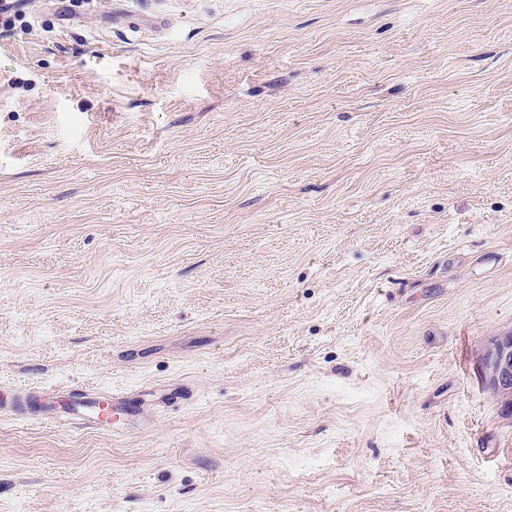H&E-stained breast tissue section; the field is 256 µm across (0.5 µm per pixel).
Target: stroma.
Listing matches in <instances>:
<instances>
[{
	"mask_svg": "<svg viewBox=\"0 0 512 512\" xmlns=\"http://www.w3.org/2000/svg\"><path fill=\"white\" fill-rule=\"evenodd\" d=\"M512 0H25L0 28V512H512ZM484 369L496 394L512 396V336L500 341L485 357ZM69 403V410H63L66 418H63L54 405L49 403L43 404L44 417L42 423L50 425H59L69 421L71 418H80L81 424L89 428L103 427L101 422L112 424V417L118 413L133 414L134 407L128 404H116L115 400L110 397H87L82 390H76L72 395Z\"/></svg>",
	"mask_w": 512,
	"mask_h": 512,
	"instance_id": "35a3bbf8",
	"label": "stroma"
}]
</instances>
